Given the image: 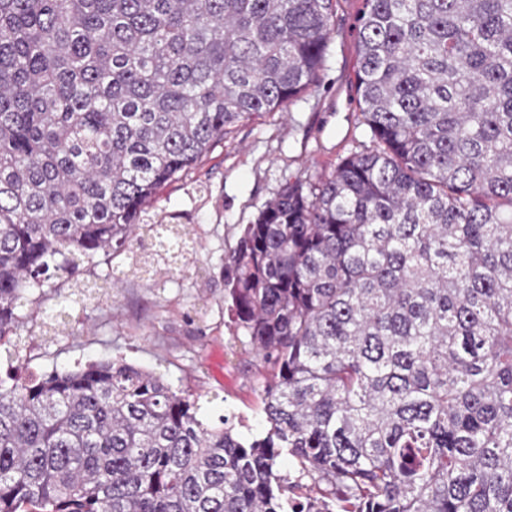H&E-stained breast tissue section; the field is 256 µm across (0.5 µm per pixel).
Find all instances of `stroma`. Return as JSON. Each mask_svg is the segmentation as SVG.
Returning a JSON list of instances; mask_svg holds the SVG:
<instances>
[{"instance_id": "obj_1", "label": "stroma", "mask_w": 512, "mask_h": 512, "mask_svg": "<svg viewBox=\"0 0 512 512\" xmlns=\"http://www.w3.org/2000/svg\"><path fill=\"white\" fill-rule=\"evenodd\" d=\"M362 0H339L330 53L318 82L283 111L232 127L189 171L166 185L141 215L145 224L188 232L189 254L161 258L135 246L110 260L29 289L44 311L83 300L73 316L24 324L22 360L0 359V375L27 379L108 358L160 374L173 390L197 397L199 416L240 433L264 426L263 385L272 370L234 337L224 289V259L246 224L289 180L329 175L341 158L369 146L355 101L354 20Z\"/></svg>"}]
</instances>
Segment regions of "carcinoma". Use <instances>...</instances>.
I'll return each mask as SVG.
<instances>
[{
	"label": "carcinoma",
	"mask_w": 512,
	"mask_h": 512,
	"mask_svg": "<svg viewBox=\"0 0 512 512\" xmlns=\"http://www.w3.org/2000/svg\"><path fill=\"white\" fill-rule=\"evenodd\" d=\"M338 0H0V348L236 124L323 70ZM372 146L226 260L265 429L122 359L0 378V512H512V0H362Z\"/></svg>",
	"instance_id": "obj_1"
}]
</instances>
